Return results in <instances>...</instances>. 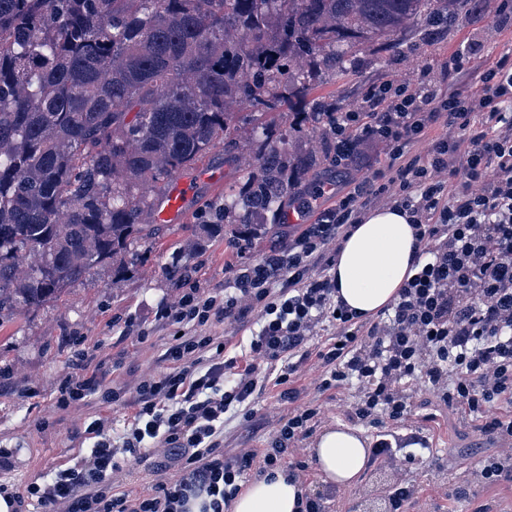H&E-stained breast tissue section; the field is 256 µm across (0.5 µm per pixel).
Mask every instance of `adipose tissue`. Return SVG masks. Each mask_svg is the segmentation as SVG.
Segmentation results:
<instances>
[{"label": "adipose tissue", "mask_w": 512, "mask_h": 512, "mask_svg": "<svg viewBox=\"0 0 512 512\" xmlns=\"http://www.w3.org/2000/svg\"><path fill=\"white\" fill-rule=\"evenodd\" d=\"M415 237L403 211H369L344 242L332 270L336 295L351 309L374 316L394 301L410 273ZM325 482L353 485L367 462L363 438L343 425L323 430L313 450ZM297 484L278 471L249 482L238 495L233 512H298Z\"/></svg>", "instance_id": "obj_1"}]
</instances>
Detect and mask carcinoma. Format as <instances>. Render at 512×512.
<instances>
[{
  "label": "carcinoma",
  "instance_id": "1",
  "mask_svg": "<svg viewBox=\"0 0 512 512\" xmlns=\"http://www.w3.org/2000/svg\"><path fill=\"white\" fill-rule=\"evenodd\" d=\"M472 0H0V325L56 301L95 269L135 265L165 225L140 189L231 133L236 108L291 102L324 122L307 78L353 51H390L409 28L459 22ZM273 122L243 186L208 209L207 234L272 221L294 152Z\"/></svg>",
  "mask_w": 512,
  "mask_h": 512
}]
</instances>
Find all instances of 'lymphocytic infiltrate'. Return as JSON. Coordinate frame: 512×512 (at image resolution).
Masks as SVG:
<instances>
[{"label": "lymphocytic infiltrate", "mask_w": 512, "mask_h": 512, "mask_svg": "<svg viewBox=\"0 0 512 512\" xmlns=\"http://www.w3.org/2000/svg\"><path fill=\"white\" fill-rule=\"evenodd\" d=\"M438 123L446 133L428 138ZM326 127L336 168L360 163L363 144L381 147L384 164L329 207H313L323 185L298 193L299 222L287 240L258 261L225 263L223 289L187 283L176 302L137 319L141 330L152 319L176 331L152 377L103 389L97 354L76 350L58 408L99 393L128 409L124 428L113 433L111 411L89 416L82 436L90 448L25 488L0 483L8 512H232L247 478L277 470L300 487L301 512H329L336 490L311 489L305 459L320 397L356 383L347 417L375 428L370 460L382 466L428 442L404 426L412 413L406 386L419 378L438 404L481 418L484 436L500 444L480 481L512 483V416L490 414L512 404V55L500 56L474 93H443L423 73L380 86L357 109L329 113ZM378 204L407 214L419 255L395 302L369 319L337 300L331 270ZM254 314L261 327L245 356L188 333L217 324L241 330ZM309 367L320 374L313 396L298 384ZM270 384L288 405L276 440L225 455L226 414L255 418ZM144 461L147 485L121 489L117 475Z\"/></svg>", "instance_id": "f902f5d3"}]
</instances>
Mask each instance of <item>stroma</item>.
Returning a JSON list of instances; mask_svg holds the SVG:
<instances>
[{
    "label": "stroma",
    "mask_w": 512,
    "mask_h": 512,
    "mask_svg": "<svg viewBox=\"0 0 512 512\" xmlns=\"http://www.w3.org/2000/svg\"><path fill=\"white\" fill-rule=\"evenodd\" d=\"M509 49L512 18H494L473 10L433 37L426 28L412 27L397 51L379 56L356 52L349 72L338 77L320 76L312 94L346 110L373 87L414 78L423 70L429 71L441 91L468 92L474 89L480 73ZM462 51L470 56L467 71L449 72V61ZM236 123L239 132L235 146L227 151L216 148L186 172L193 179L209 171L220 173V186L199 185L183 223L169 225L164 237L148 251L146 262L120 274L111 266L100 267L71 284L58 301L35 311L17 312L0 325V448L16 451V466L0 477L4 481L24 487L49 474L81 446L83 419L97 408V399L64 412L56 408L59 381L70 370L75 339H85L90 346L102 344L105 387L130 384L160 370L159 354L170 338L169 329L155 325L148 340L143 341L128 332L125 321L135 312L174 301L180 294L181 282L169 279L163 270L169 254L178 252L187 258L201 287H223L226 239L207 236L194 225L199 210L223 197L225 191L242 186L243 173L236 168L234 157H253L259 148L252 138L255 116L250 109L239 110ZM276 129L288 137L296 151L325 149L322 127L305 122L300 107L284 110ZM407 391L413 405L408 425L424 428L434 453L432 462L421 467L400 455L385 468L365 467L355 486L338 489L330 505L332 512H359L361 491L394 475L415 485L426 512H472L476 502L489 498L498 501L502 512H512V485L487 486L474 478L483 461L495 454L477 431L479 419L464 410L451 412L438 405L421 383H409ZM256 407L258 426L239 416L227 422L225 454L260 448L276 437L284 410L277 388L267 387Z\"/></svg>",
    "instance_id": "1"
}]
</instances>
